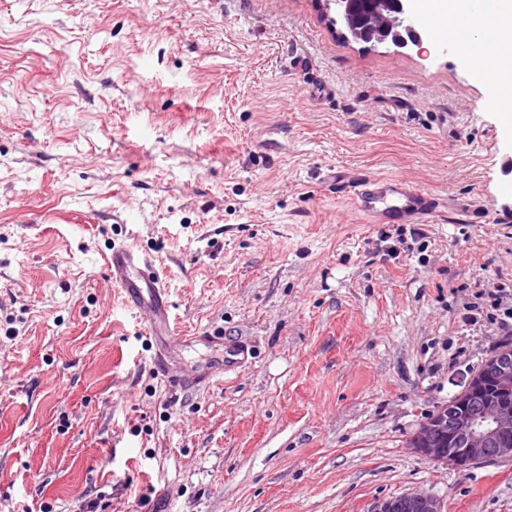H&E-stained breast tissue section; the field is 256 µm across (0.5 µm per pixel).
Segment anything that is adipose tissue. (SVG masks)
<instances>
[{"label": "adipose tissue", "instance_id": "adipose-tissue-1", "mask_svg": "<svg viewBox=\"0 0 512 512\" xmlns=\"http://www.w3.org/2000/svg\"><path fill=\"white\" fill-rule=\"evenodd\" d=\"M416 7L452 18L442 38L461 46L471 65L487 71L490 106L503 116L512 115V0H494L490 13L469 9L467 0H416Z\"/></svg>", "mask_w": 512, "mask_h": 512}]
</instances>
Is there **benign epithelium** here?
I'll return each mask as SVG.
<instances>
[{
  "instance_id": "benign-epithelium-1",
  "label": "benign epithelium",
  "mask_w": 512,
  "mask_h": 512,
  "mask_svg": "<svg viewBox=\"0 0 512 512\" xmlns=\"http://www.w3.org/2000/svg\"><path fill=\"white\" fill-rule=\"evenodd\" d=\"M324 2L334 6L356 41L424 49L427 35L415 23L411 0ZM410 448L457 470L512 459L511 345L496 348L448 403L421 422L410 437ZM370 512H443V505L435 496L414 490L379 499Z\"/></svg>"
}]
</instances>
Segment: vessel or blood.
Listing matches in <instances>:
<instances>
[{
    "label": "vessel or blood",
    "mask_w": 512,
    "mask_h": 512,
    "mask_svg": "<svg viewBox=\"0 0 512 512\" xmlns=\"http://www.w3.org/2000/svg\"><path fill=\"white\" fill-rule=\"evenodd\" d=\"M336 196L352 195L355 209L371 224H418L439 212V202L409 180L367 174L336 175L330 185ZM106 271L125 302L134 304L140 323L152 333L175 335L172 304L158 269L131 245L111 247Z\"/></svg>",
    "instance_id": "1"
}]
</instances>
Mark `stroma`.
Returning <instances> with one entry per match:
<instances>
[{
	"mask_svg": "<svg viewBox=\"0 0 512 512\" xmlns=\"http://www.w3.org/2000/svg\"><path fill=\"white\" fill-rule=\"evenodd\" d=\"M340 30L321 0H0V512H512V460L408 446L512 332L463 320L512 286V126L460 50ZM336 171L446 213L363 223ZM114 243L161 272L177 351ZM106 271L117 285L126 304L133 303L140 323L150 332L177 336L171 321V307L160 272L150 259L133 245L111 247L106 255ZM441 501L423 491H409L375 501L370 512H443Z\"/></svg>",
	"mask_w": 512,
	"mask_h": 512,
	"instance_id": "obj_1",
	"label": "stroma"
}]
</instances>
